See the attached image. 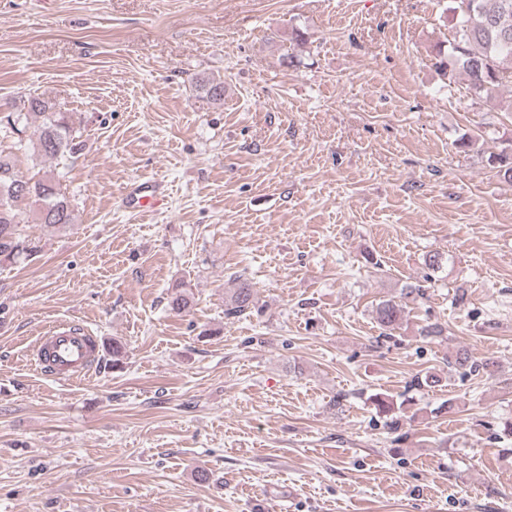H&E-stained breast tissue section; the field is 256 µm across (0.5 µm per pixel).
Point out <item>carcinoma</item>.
Here are the masks:
<instances>
[{"label":"carcinoma","instance_id":"1","mask_svg":"<svg viewBox=\"0 0 512 512\" xmlns=\"http://www.w3.org/2000/svg\"><path fill=\"white\" fill-rule=\"evenodd\" d=\"M447 8L454 21L448 50L434 49L433 66L448 82L464 73L468 89L478 99L492 101L512 88V0H450ZM198 89L214 102L224 100V82L203 79ZM40 119L32 135H26L28 120ZM73 116L55 111L54 104L28 98V106L0 113V130L15 138L14 147L38 162L44 158L59 163L82 150ZM32 213L37 224L65 228L74 223L73 210L60 183L50 171L31 177L15 171L12 153L0 151V265L29 260L40 252L39 240L23 235L19 224ZM252 286L241 282L225 303L224 316L240 318L256 307ZM405 305L386 300L376 308L379 324L387 329L398 325Z\"/></svg>","mask_w":512,"mask_h":512}]
</instances>
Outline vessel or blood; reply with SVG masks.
I'll use <instances>...</instances> for the list:
<instances>
[{
	"mask_svg": "<svg viewBox=\"0 0 512 512\" xmlns=\"http://www.w3.org/2000/svg\"><path fill=\"white\" fill-rule=\"evenodd\" d=\"M162 202L161 185L152 180L132 183L122 199L124 207L134 213L150 211ZM99 352L95 336L72 322L61 321L43 331L33 357L41 361L48 376L59 381H74L88 374Z\"/></svg>",
	"mask_w": 512,
	"mask_h": 512,
	"instance_id": "obj_1",
	"label": "vessel or blood"
}]
</instances>
